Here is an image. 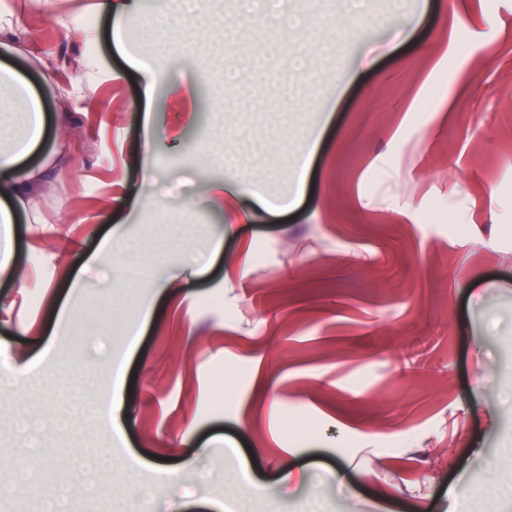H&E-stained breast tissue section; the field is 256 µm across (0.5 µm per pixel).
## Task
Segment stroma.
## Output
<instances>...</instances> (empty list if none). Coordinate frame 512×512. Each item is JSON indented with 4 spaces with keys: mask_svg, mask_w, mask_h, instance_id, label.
Returning <instances> with one entry per match:
<instances>
[{
    "mask_svg": "<svg viewBox=\"0 0 512 512\" xmlns=\"http://www.w3.org/2000/svg\"><path fill=\"white\" fill-rule=\"evenodd\" d=\"M345 2L289 0L294 27L245 0H199L191 16L179 0H135L118 44L92 0L52 14L0 0L13 20L0 62L70 139L37 191L41 223L0 227L19 267L0 280V373L38 360L46 375L0 388V512H42L63 475L64 512L225 499L242 512H501L512 39L460 46L456 0H362L370 27L349 45L336 38ZM287 51L308 55L307 74L284 68ZM159 54L166 76L148 97L140 66ZM459 73L458 110L435 111ZM311 138L304 172L296 149ZM238 187L300 199L244 209L222 195ZM118 227L149 280L101 251ZM117 382L129 449L92 471L86 458L112 445ZM133 455L179 484L131 473ZM292 455L314 484L280 483Z\"/></svg>",
    "mask_w": 512,
    "mask_h": 512,
    "instance_id": "stroma-1",
    "label": "stroma"
}]
</instances>
